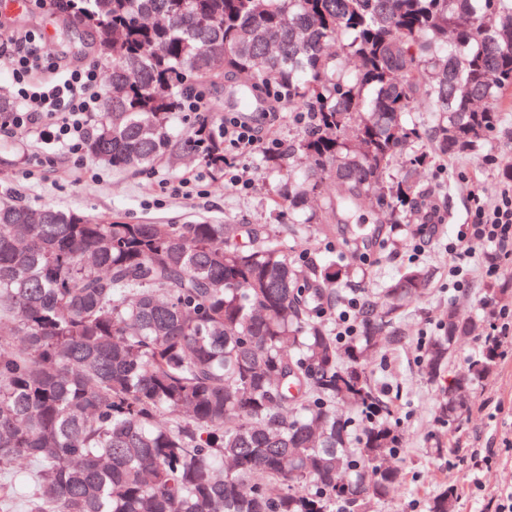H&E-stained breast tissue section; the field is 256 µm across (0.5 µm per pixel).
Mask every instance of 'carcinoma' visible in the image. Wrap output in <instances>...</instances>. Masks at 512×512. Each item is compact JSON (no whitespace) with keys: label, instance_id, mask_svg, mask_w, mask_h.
Masks as SVG:
<instances>
[{"label":"carcinoma","instance_id":"carcinoma-1","mask_svg":"<svg viewBox=\"0 0 512 512\" xmlns=\"http://www.w3.org/2000/svg\"><path fill=\"white\" fill-rule=\"evenodd\" d=\"M109 72L92 157L144 169L185 150L224 168L203 120L170 132L183 90L249 78L310 112L288 155L308 161L288 207L328 179L340 193L315 232L346 243L300 258L243 224H128L0 200V477L27 461L38 492L11 512H370L405 479L395 412L364 367L399 345L427 288L411 266L336 336L360 234L343 220L378 191L382 224L430 203L434 158L478 155L507 134L512 0H60ZM397 155L405 166L393 167ZM472 326L453 309L427 340L435 381ZM501 357L491 337L448 385L439 420ZM444 485L427 512H455Z\"/></svg>","mask_w":512,"mask_h":512}]
</instances>
